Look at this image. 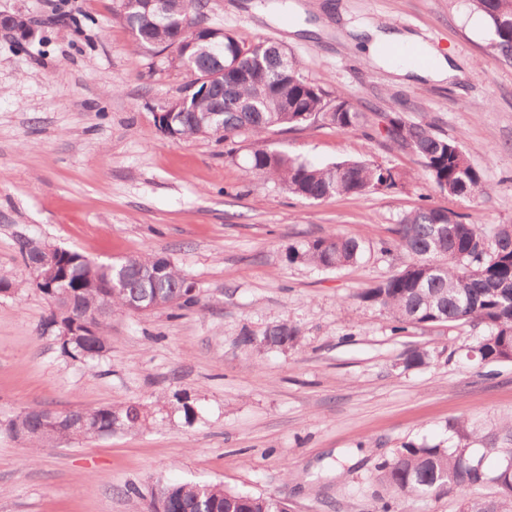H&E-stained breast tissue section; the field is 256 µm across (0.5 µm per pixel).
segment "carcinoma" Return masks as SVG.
I'll return each instance as SVG.
<instances>
[{
    "label": "carcinoma",
    "instance_id": "carcinoma-1",
    "mask_svg": "<svg viewBox=\"0 0 512 512\" xmlns=\"http://www.w3.org/2000/svg\"><path fill=\"white\" fill-rule=\"evenodd\" d=\"M209 0H169L168 16L157 21L148 0H119L114 18L132 33L137 49H167L181 56L193 76L184 89L190 105L171 118L177 139L214 137L229 140L249 133L256 139L272 128H296L322 121L344 131L363 126L366 117L340 92H329L308 82L295 58L283 63L288 50L260 39L249 45L224 29H217L220 47L199 31V18ZM480 14L492 39L489 55L512 60V0H468ZM246 50L252 62L238 76L226 67ZM390 147L412 152L426 176L450 195L471 197L487 191L482 173L469 161L453 139L437 133L427 121L409 122L398 113L387 116L382 128ZM245 175L278 182L288 193L305 200L325 201L341 195H362L396 187L401 176L375 161H343L317 166L264 147L248 158ZM395 243L411 256L397 273L360 293L362 301L386 309L395 323L407 326L448 322L481 324L486 334L474 348L482 364L512 361V224L499 225L494 246L485 250L482 229L463 221L445 208L420 205L406 213L393 229ZM363 246L342 236L317 238L288 250V262L308 263L334 270L356 262ZM58 256V283L38 289L61 311L71 304L63 319L69 335L60 337L63 354L87 362L109 350L108 319L116 312L147 314L158 309L188 310L198 296L186 274L168 258L155 253L131 256L112 264L98 263L64 248ZM299 329L284 319L255 337L246 332L242 342L254 348L286 349L296 344ZM429 353L421 348L405 352L406 368L425 366ZM58 415L74 421L53 436L47 430L50 413L24 410L7 424L16 439L34 453L56 440H88L118 429L143 427L147 415L130 405L123 409L99 407L70 409ZM448 442L433 445L408 443L395 456L376 467L375 512H397L403 502L455 494L462 497L460 512H512V421L486 432L456 422L449 426ZM494 465H489V462ZM494 488L490 499L479 495ZM284 512L283 500L264 494L231 491L221 484H166L150 494L142 512Z\"/></svg>",
    "mask_w": 512,
    "mask_h": 512
}]
</instances>
